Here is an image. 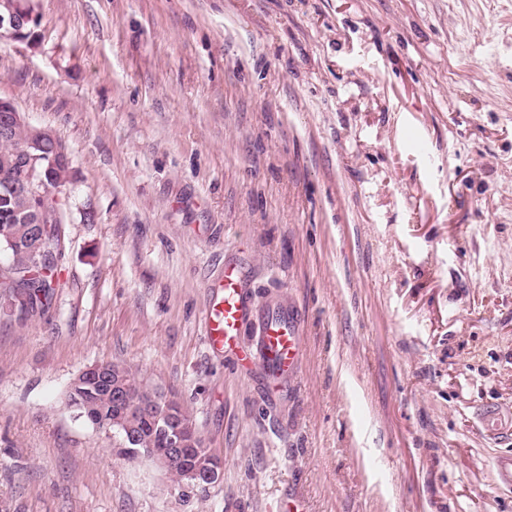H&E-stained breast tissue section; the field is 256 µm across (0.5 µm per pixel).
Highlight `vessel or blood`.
Returning <instances> with one entry per match:
<instances>
[{"label":"vessel or blood","mask_w":512,"mask_h":512,"mask_svg":"<svg viewBox=\"0 0 512 512\" xmlns=\"http://www.w3.org/2000/svg\"><path fill=\"white\" fill-rule=\"evenodd\" d=\"M255 322L254 340L247 351H238L237 339L243 326ZM208 345L236 353L239 361L259 366L273 388H281L295 375L302 352L300 320L296 312L280 306L255 314L242 287L238 266H227L216 287L204 318ZM482 428L494 435L512 436V411L495 404L478 413Z\"/></svg>","instance_id":"b4317fda"}]
</instances>
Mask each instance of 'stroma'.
Listing matches in <instances>:
<instances>
[{"instance_id": "35a3bbf8", "label": "stroma", "mask_w": 512, "mask_h": 512, "mask_svg": "<svg viewBox=\"0 0 512 512\" xmlns=\"http://www.w3.org/2000/svg\"><path fill=\"white\" fill-rule=\"evenodd\" d=\"M0 98L68 148L63 283L0 307L8 512H512V0H33ZM94 212L86 221V212ZM228 264L301 319L286 391L209 348ZM121 362L224 477L118 457L66 403ZM482 428L499 438L512 436V411L505 412L496 404L484 405L478 413ZM223 474V462L214 457L207 462H203L195 469L192 473V484L195 487L205 488L220 481Z\"/></svg>"}]
</instances>
